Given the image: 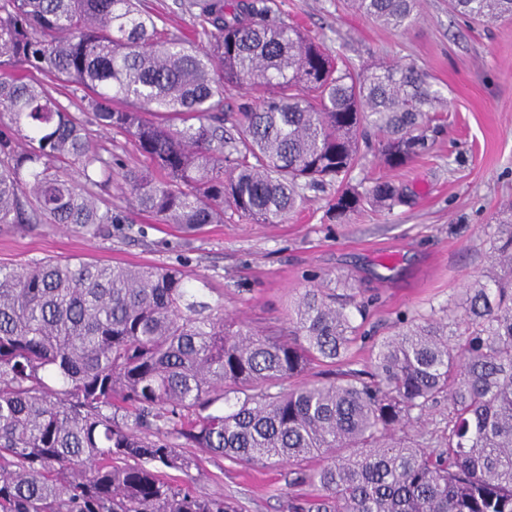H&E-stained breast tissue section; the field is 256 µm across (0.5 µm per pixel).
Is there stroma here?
Segmentation results:
<instances>
[{"label":"stroma","mask_w":512,"mask_h":512,"mask_svg":"<svg viewBox=\"0 0 512 512\" xmlns=\"http://www.w3.org/2000/svg\"><path fill=\"white\" fill-rule=\"evenodd\" d=\"M189 0H142L165 28L196 39ZM280 13L353 64L391 60L431 76L448 100L445 127L426 155L391 170L366 152L352 174L358 189L392 180L409 203L392 212L365 207L347 223L330 213L336 188L304 190L280 224L232 218L186 234L176 225L132 210L113 197L120 218L108 236L93 238L55 224L0 230V265L31 259L109 264L186 265L242 321L287 331L288 309L312 283L363 288L372 297L363 334L340 371L366 366L372 339L386 335L403 313L441 309L488 266L490 238L504 203L512 201V21L474 26L448 11V0H421L416 24L392 30L364 19L348 0H277ZM190 473L202 494L234 500L240 512H284L288 470H247L198 454Z\"/></svg>","instance_id":"stroma-1"}]
</instances>
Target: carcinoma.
Returning <instances> with one entry per match:
<instances>
[{"label": "carcinoma", "mask_w": 512, "mask_h": 512, "mask_svg": "<svg viewBox=\"0 0 512 512\" xmlns=\"http://www.w3.org/2000/svg\"><path fill=\"white\" fill-rule=\"evenodd\" d=\"M393 30L419 0H349ZM204 44L158 28L139 0H0V228L112 233V191L193 233L227 214L278 224L300 190L336 183V220L406 197L349 185L377 138L399 168L427 152L443 95L411 65L357 67L280 15L275 0H191ZM474 22L512 0H448ZM79 102L69 111L45 79ZM255 102L224 114V88ZM229 121L235 133L224 134ZM133 143L129 168L86 125ZM177 268L34 259L0 265V512H237L164 469L183 448L288 467L286 512H512V220L490 269L437 315H402L371 365L343 361L360 291L312 286L272 336L212 303ZM448 404V436L425 425Z\"/></svg>", "instance_id": "1"}]
</instances>
